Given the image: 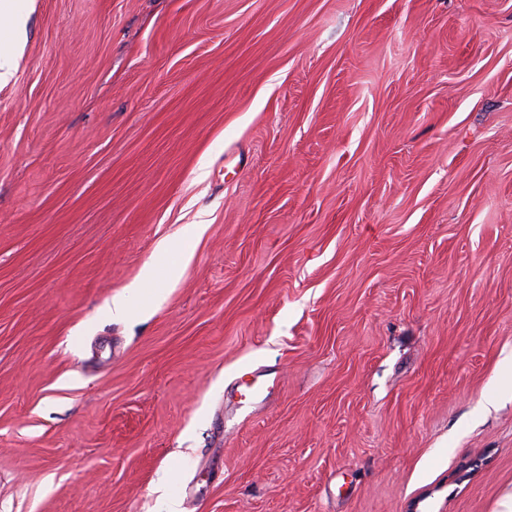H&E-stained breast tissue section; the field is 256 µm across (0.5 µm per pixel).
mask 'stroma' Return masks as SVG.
I'll return each mask as SVG.
<instances>
[{
    "label": "stroma",
    "mask_w": 512,
    "mask_h": 512,
    "mask_svg": "<svg viewBox=\"0 0 512 512\" xmlns=\"http://www.w3.org/2000/svg\"><path fill=\"white\" fill-rule=\"evenodd\" d=\"M0 58V512H504L512 0H0Z\"/></svg>",
    "instance_id": "35a3bbf8"
}]
</instances>
